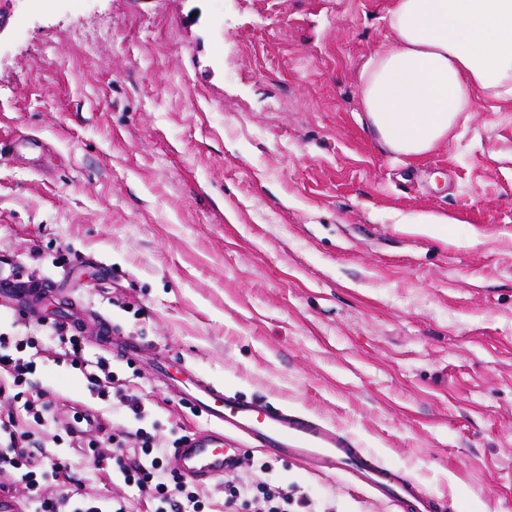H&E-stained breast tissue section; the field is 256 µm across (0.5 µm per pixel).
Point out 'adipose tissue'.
I'll return each instance as SVG.
<instances>
[{
  "label": "adipose tissue",
  "instance_id": "adipose-tissue-1",
  "mask_svg": "<svg viewBox=\"0 0 512 512\" xmlns=\"http://www.w3.org/2000/svg\"><path fill=\"white\" fill-rule=\"evenodd\" d=\"M388 27L361 96L389 152L418 157L445 142L475 92L512 101V0H394Z\"/></svg>",
  "mask_w": 512,
  "mask_h": 512
}]
</instances>
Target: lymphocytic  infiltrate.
<instances>
[{
	"mask_svg": "<svg viewBox=\"0 0 512 512\" xmlns=\"http://www.w3.org/2000/svg\"><path fill=\"white\" fill-rule=\"evenodd\" d=\"M38 329L54 347L57 362L80 370L92 391L111 397L113 408L131 420L130 428L108 437L113 474L136 486L149 503V512H205L204 490L169 467L166 440L145 430L149 412L140 395L118 381L111 360L86 358L82 336L58 323L42 322ZM44 345L29 337L0 333V397L22 401L30 419L24 427L13 412L0 411V470L13 477L8 492L26 503L27 512H130L125 498H103L89 491L82 480L71 478L68 457L45 455L47 442H59L61 435L53 430L57 423L54 402L33 384L36 359ZM63 478L68 481L67 489L46 495V488ZM242 498L249 500V512H286L289 495L280 484L245 481L225 495L226 512H236Z\"/></svg>",
	"mask_w": 512,
	"mask_h": 512,
	"instance_id": "1",
	"label": "lymphocytic infiltrate"
}]
</instances>
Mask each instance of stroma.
I'll use <instances>...</instances> for the list:
<instances>
[{"label": "stroma", "instance_id": "35a3bbf8", "mask_svg": "<svg viewBox=\"0 0 512 512\" xmlns=\"http://www.w3.org/2000/svg\"><path fill=\"white\" fill-rule=\"evenodd\" d=\"M392 0H0V266L104 316L161 433L206 420L169 396L177 359L245 399L334 423L439 499L512 512V106L479 95L442 146L383 149L361 101ZM437 215L433 227L417 223ZM51 268V267H50ZM54 398L84 375L39 359ZM335 512H395L290 458L240 449ZM73 470L145 512L93 461ZM22 151L44 155L46 145L43 140L30 138L0 139V154H18ZM100 324L105 338L100 340L99 345L105 353L117 359H139L143 350L139 342L130 336H120L121 332L106 320Z\"/></svg>", "mask_w": 512, "mask_h": 512}]
</instances>
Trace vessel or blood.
<instances>
[{
    "label": "vessel or blood",
    "instance_id": "vessel-or-blood-1",
    "mask_svg": "<svg viewBox=\"0 0 512 512\" xmlns=\"http://www.w3.org/2000/svg\"><path fill=\"white\" fill-rule=\"evenodd\" d=\"M42 154L43 140L0 139V154L20 152ZM53 289L49 280L0 276V297L14 300L26 311L37 309ZM101 349L117 359H137L139 342L121 335L111 323H103ZM169 365H160L158 376L167 391L203 415L207 427L186 435L169 448L171 468L197 484H207L233 473L240 464L236 448L230 444L238 436L252 442L271 458L291 456L307 470L339 473L355 484L400 508L401 512H434L436 504L421 496L416 487L396 470L386 466L371 450L361 447L341 428L308 413L266 401H246L225 393L223 387L200 377L176 378Z\"/></svg>",
    "mask_w": 512,
    "mask_h": 512
}]
</instances>
